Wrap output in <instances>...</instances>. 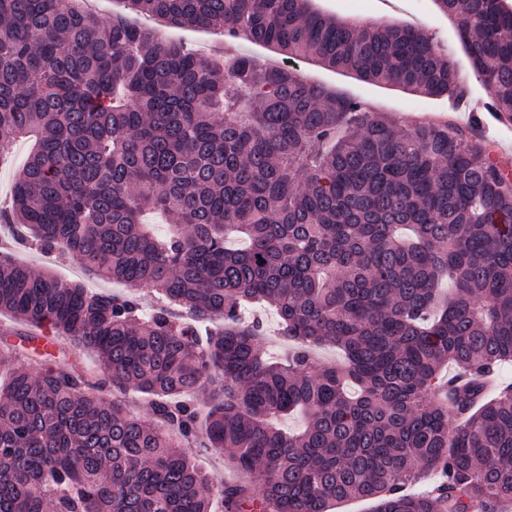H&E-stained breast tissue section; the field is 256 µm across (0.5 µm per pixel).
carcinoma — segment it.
<instances>
[{
  "label": "carcinoma",
  "instance_id": "obj_1",
  "mask_svg": "<svg viewBox=\"0 0 512 512\" xmlns=\"http://www.w3.org/2000/svg\"><path fill=\"white\" fill-rule=\"evenodd\" d=\"M0 0V158L32 139L0 224V313L93 362L38 371L0 349V512H507L512 168L451 121L385 113L249 54L137 25L216 28L361 80L461 99L428 31L312 0ZM455 19L486 112L512 123V5ZM172 226L151 236L141 218ZM68 254L127 292L16 261ZM151 288L145 309L133 295ZM257 302L291 344L271 355ZM333 346L344 362L319 363ZM453 366L470 378L434 401ZM300 413L297 431L280 419ZM242 479L202 472L187 448ZM437 469L429 494L406 489Z\"/></svg>",
  "mask_w": 512,
  "mask_h": 512
}]
</instances>
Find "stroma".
Returning <instances> with one entry per match:
<instances>
[{
	"mask_svg": "<svg viewBox=\"0 0 512 512\" xmlns=\"http://www.w3.org/2000/svg\"><path fill=\"white\" fill-rule=\"evenodd\" d=\"M315 4L342 19L377 20L384 16L393 22L428 29L454 57L469 94V106L464 109L445 98L422 97L400 87L371 84L313 61H292L298 75L360 99L373 111L389 113L405 128L422 120L441 118L454 120L467 130L472 119H479L480 135L492 142L500 158L512 162V124L500 123L482 112L486 91L472 72L454 19L441 13L433 0H315Z\"/></svg>",
	"mask_w": 512,
	"mask_h": 512,
	"instance_id": "35a3bbf8",
	"label": "stroma"
}]
</instances>
